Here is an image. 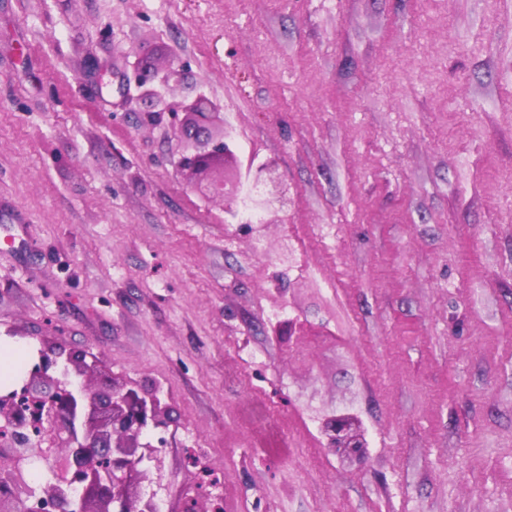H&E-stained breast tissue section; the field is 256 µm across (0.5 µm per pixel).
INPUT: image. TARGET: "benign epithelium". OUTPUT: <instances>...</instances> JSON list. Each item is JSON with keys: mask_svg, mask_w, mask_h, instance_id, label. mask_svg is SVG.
Wrapping results in <instances>:
<instances>
[{"mask_svg": "<svg viewBox=\"0 0 512 512\" xmlns=\"http://www.w3.org/2000/svg\"><path fill=\"white\" fill-rule=\"evenodd\" d=\"M138 99L150 121L167 112L179 123L174 133L183 144L177 166L186 179L224 201V211L236 213L244 187H259L264 205L282 200L286 189L269 160L242 179L229 167L234 158L218 105L196 93L176 112L157 85L193 89L185 69L172 63L159 72L144 68L135 76ZM38 362L0 394V424L10 428L0 445V512H157L144 483L151 481L144 462L156 460L146 441L152 428L165 424L160 401L116 381L90 383L92 368L79 353L54 346L37 350ZM329 447L356 462L366 456L365 433L358 417L341 410L323 422ZM42 466L53 476L42 489L37 508L31 470Z\"/></svg>", "mask_w": 512, "mask_h": 512, "instance_id": "obj_1", "label": "benign epithelium"}]
</instances>
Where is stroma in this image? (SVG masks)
<instances>
[{
    "label": "stroma",
    "mask_w": 512,
    "mask_h": 512,
    "mask_svg": "<svg viewBox=\"0 0 512 512\" xmlns=\"http://www.w3.org/2000/svg\"><path fill=\"white\" fill-rule=\"evenodd\" d=\"M176 62L248 224L123 76ZM0 348L157 392L165 512H512V0H0ZM363 421L368 456L320 420ZM329 447L349 460L362 462L366 456L365 433L361 421L348 410H341L323 422Z\"/></svg>",
    "instance_id": "35a3bbf8"
}]
</instances>
